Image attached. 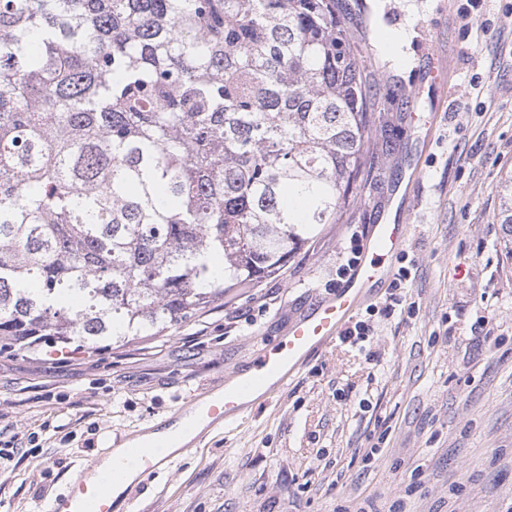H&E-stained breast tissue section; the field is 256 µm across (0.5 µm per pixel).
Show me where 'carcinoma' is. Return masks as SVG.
<instances>
[{"mask_svg":"<svg viewBox=\"0 0 512 512\" xmlns=\"http://www.w3.org/2000/svg\"><path fill=\"white\" fill-rule=\"evenodd\" d=\"M388 100L342 0H0V354L281 274L358 204Z\"/></svg>","mask_w":512,"mask_h":512,"instance_id":"obj_1","label":"carcinoma"}]
</instances>
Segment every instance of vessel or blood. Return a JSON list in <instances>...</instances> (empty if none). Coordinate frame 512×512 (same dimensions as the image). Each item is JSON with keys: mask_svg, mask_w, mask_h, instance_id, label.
Instances as JSON below:
<instances>
[{"mask_svg": "<svg viewBox=\"0 0 512 512\" xmlns=\"http://www.w3.org/2000/svg\"><path fill=\"white\" fill-rule=\"evenodd\" d=\"M409 231V224L399 214L370 225L364 244L366 258L358 263L346 283L293 319L285 339L271 347L258 346L252 363L233 380L225 382L220 397L210 401L207 416L219 423L238 414L253 398L285 385L288 377L299 370L313 352L336 339L343 325L360 307L369 288L388 278L391 269L382 264L381 259L399 252ZM165 448L162 441L147 448L129 447L124 467L96 482L73 484L66 495L50 501L49 512H113L111 488L114 483L124 478L126 469L144 473L152 470L163 461Z\"/></svg>", "mask_w": 512, "mask_h": 512, "instance_id": "1", "label": "vessel or blood"}]
</instances>
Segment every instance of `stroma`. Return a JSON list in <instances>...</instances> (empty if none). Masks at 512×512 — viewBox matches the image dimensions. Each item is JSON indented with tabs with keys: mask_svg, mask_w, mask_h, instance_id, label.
Masks as SVG:
<instances>
[{
	"mask_svg": "<svg viewBox=\"0 0 512 512\" xmlns=\"http://www.w3.org/2000/svg\"><path fill=\"white\" fill-rule=\"evenodd\" d=\"M372 45L382 113L362 201L283 274L240 288L157 341L93 355H0V432L39 435L0 460V512H42L94 463L223 389L258 344L335 291L352 233L385 210L400 165L430 138L409 200L398 291L357 312L373 334L313 353L287 386L211 427L126 490L118 512H512V255L497 186L512 174V0H346ZM447 84L428 91L431 55ZM399 305H391V295ZM378 447L372 463L366 448Z\"/></svg>",
	"mask_w": 512,
	"mask_h": 512,
	"instance_id": "stroma-1",
	"label": "stroma"
}]
</instances>
